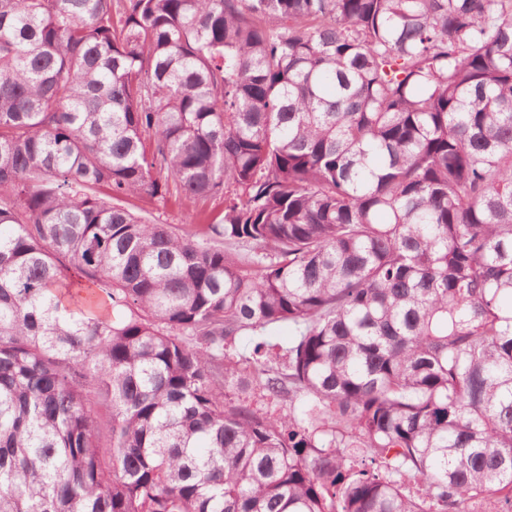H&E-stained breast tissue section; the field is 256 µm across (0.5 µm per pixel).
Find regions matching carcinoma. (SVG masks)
I'll return each mask as SVG.
<instances>
[{
    "instance_id": "carcinoma-1",
    "label": "carcinoma",
    "mask_w": 512,
    "mask_h": 512,
    "mask_svg": "<svg viewBox=\"0 0 512 512\" xmlns=\"http://www.w3.org/2000/svg\"><path fill=\"white\" fill-rule=\"evenodd\" d=\"M0 512H512V0H0ZM138 205L153 213L156 218H159L160 222L166 224H183L182 218L186 213L202 207H207L208 210L214 207V204L211 202L203 203L202 201L194 199L192 196H186L184 194L177 201L172 199L168 203L155 202L154 205L140 202Z\"/></svg>"
}]
</instances>
